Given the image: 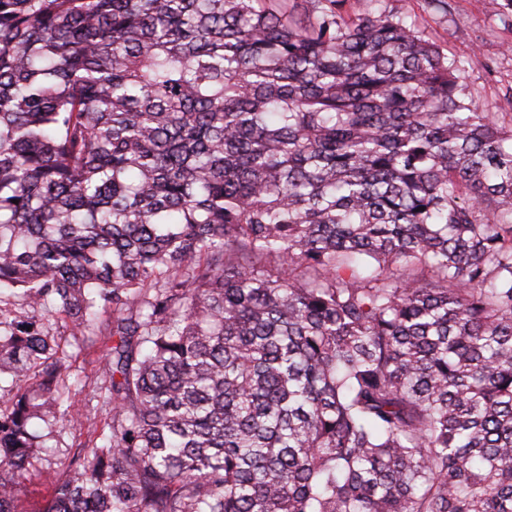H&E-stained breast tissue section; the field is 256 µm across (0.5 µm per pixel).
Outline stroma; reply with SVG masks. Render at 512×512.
I'll return each instance as SVG.
<instances>
[{
	"mask_svg": "<svg viewBox=\"0 0 512 512\" xmlns=\"http://www.w3.org/2000/svg\"><path fill=\"white\" fill-rule=\"evenodd\" d=\"M420 25L433 41L450 56L463 62L464 82L474 93L481 111L512 113V104L504 98L512 90V29L495 14L492 0H452L448 15H432L423 0H386ZM75 381L70 399L83 417L80 423L57 430L48 438L36 464L38 474L60 468L86 444L89 437L101 433L105 414L93 397L99 375L97 348L84 351L74 363ZM29 478L20 493V512H37L46 489L39 477Z\"/></svg>",
	"mask_w": 512,
	"mask_h": 512,
	"instance_id": "1",
	"label": "stroma"
}]
</instances>
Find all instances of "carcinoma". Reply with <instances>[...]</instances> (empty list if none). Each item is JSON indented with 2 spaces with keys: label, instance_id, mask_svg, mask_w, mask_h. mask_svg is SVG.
Instances as JSON below:
<instances>
[{
  "label": "carcinoma",
  "instance_id": "1",
  "mask_svg": "<svg viewBox=\"0 0 512 512\" xmlns=\"http://www.w3.org/2000/svg\"><path fill=\"white\" fill-rule=\"evenodd\" d=\"M0 0V512H512V121L385 0ZM99 346L100 343H97L95 347L84 351L73 364L71 371L75 375V381L71 386L70 400L83 413L81 423L63 429L54 428L57 432L53 434L54 437L47 438V448L41 450L34 474L49 467L62 469L61 463L67 464L74 454L84 453V448L78 447L80 444L87 445L90 436L102 432L105 424L104 410L101 403L97 404L96 399L92 397V390L100 375L97 360ZM34 474L25 482V487L20 493L18 509L21 512H34L43 504L47 494L45 486Z\"/></svg>",
  "mask_w": 512,
  "mask_h": 512
}]
</instances>
